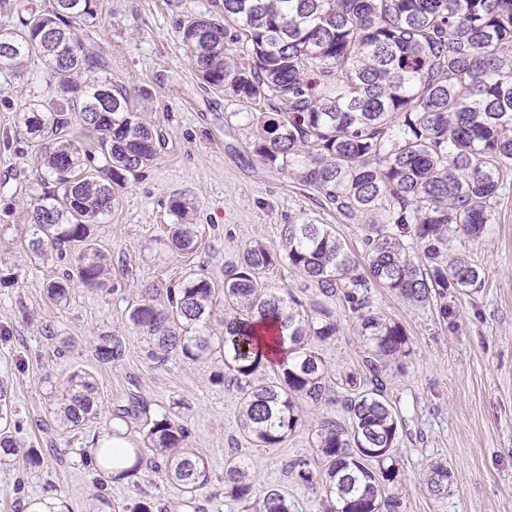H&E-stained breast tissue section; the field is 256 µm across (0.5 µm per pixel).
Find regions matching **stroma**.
Segmentation results:
<instances>
[{
    "label": "stroma",
    "instance_id": "1",
    "mask_svg": "<svg viewBox=\"0 0 512 512\" xmlns=\"http://www.w3.org/2000/svg\"><path fill=\"white\" fill-rule=\"evenodd\" d=\"M96 9L100 24L90 37L99 45V73L126 88L162 141L142 180L123 189L95 226L112 267L106 286L74 285L67 303L53 304L46 286L72 266L53 250L37 262L27 256L30 202L44 185L35 143L20 125L24 105L45 98L48 74L35 59L20 77L0 75V383L13 409L0 430L20 451L35 448L43 457L33 469L0 470V512H27L30 501L60 498L70 512H92L100 494L117 512L140 498L156 512H187L179 486L150 470L103 487L89 460L102 430L118 426L138 438L164 414L185 427L188 445L209 463L211 482L197 498L201 512H242L224 492L231 459L249 466L258 488L287 487L304 512H322L319 495L287 477L284 464L310 456L320 420H344L341 403L305 412L281 446L255 447L239 430L235 385L210 380L222 368L220 357L205 364L176 355L155 360L147 333L129 324L127 311L147 288L165 302L167 288L186 272L223 277L251 240L279 250L283 225L307 218L333 225L356 253L363 232L319 211L291 180L261 165L237 115L263 111V104L205 87L187 65L180 22L216 11L214 0H96ZM142 86L150 99L140 97ZM175 196L199 203L193 221L207 236L196 253L165 246ZM448 250L482 271L478 290H449L448 317L383 288L369 292L374 309L405 327L413 349L403 366L381 374L400 424V512H512V184L483 236L452 234ZM328 307L339 332L324 344V358L336 375L365 372L367 348L348 304L333 300ZM112 333L122 336L124 352L100 362L97 339ZM77 368L93 376L102 405L97 418L66 432L47 412L46 384H63ZM440 461L451 472L443 497L426 488L430 465Z\"/></svg>",
    "mask_w": 512,
    "mask_h": 512
}]
</instances>
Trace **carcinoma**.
<instances>
[{"label": "carcinoma", "instance_id": "obj_1", "mask_svg": "<svg viewBox=\"0 0 512 512\" xmlns=\"http://www.w3.org/2000/svg\"><path fill=\"white\" fill-rule=\"evenodd\" d=\"M221 11L220 19L182 21L189 65L205 86L267 105L243 116L256 128L260 163L316 192L319 207L343 223L362 225L363 260L330 224H285L280 252L252 240L222 279L189 273L167 289L163 305L145 289L128 321L151 336L153 359L200 362L223 351L241 394L240 431L256 447L276 448L301 426V404L332 401L333 374L319 345L339 328L331 311L269 291L266 271L284 263L315 293L343 294L371 352L368 373L342 379L348 423L321 420L314 457L290 460L286 471L323 494L324 512H398L399 427L380 365H400L411 351L404 327L374 310L366 292L378 286L422 305L439 299L446 318L448 289L481 283L468 258L448 255V239L457 230L481 237L512 178V0H222ZM13 12L18 23L0 27V73L17 76L35 57L64 94L20 116L26 133L44 140L37 163L52 185L31 203L29 253L45 258L50 248L74 246L80 282L102 288L110 263L93 224L157 159L159 138L126 90L96 72L98 55L79 35L97 24L93 0H53L41 11L17 0ZM230 33L241 43L238 56L224 52ZM194 210L188 198L169 201V251L192 254L202 245L206 231L191 221ZM408 237L422 253L408 251ZM70 288L68 278L53 281L48 298L64 303ZM123 348L121 337L101 336L96 355L115 361ZM100 407L83 370L49 396L66 430ZM143 442L100 449L103 476L121 481L150 469L181 487L182 506L193 507L210 473L186 429L164 414ZM40 463L36 449L17 459L11 437L0 433V466ZM449 477L446 464H432L427 489L447 495ZM224 493L243 512H301L284 489L255 494L254 476L235 460L224 466Z\"/></svg>", "mask_w": 512, "mask_h": 512}]
</instances>
